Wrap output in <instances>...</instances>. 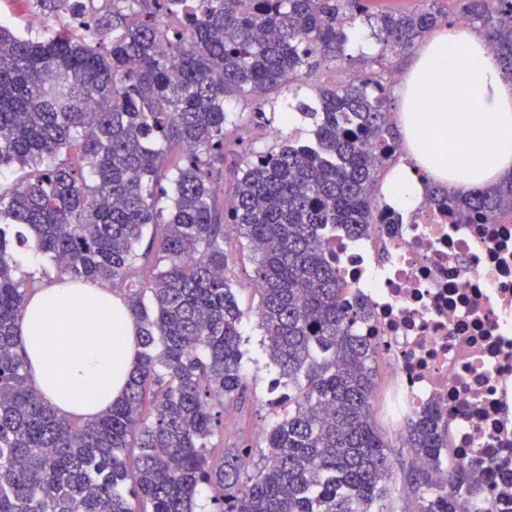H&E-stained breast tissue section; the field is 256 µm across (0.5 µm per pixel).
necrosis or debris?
<instances>
[{
  "instance_id": "necrosis-or-debris-1",
  "label": "necrosis or debris",
  "mask_w": 512,
  "mask_h": 512,
  "mask_svg": "<svg viewBox=\"0 0 512 512\" xmlns=\"http://www.w3.org/2000/svg\"><path fill=\"white\" fill-rule=\"evenodd\" d=\"M376 218L365 237L337 231L332 252L369 312L356 332L391 372L387 416L445 413L451 462L491 477L472 512H512V220L456 224L426 205Z\"/></svg>"
}]
</instances>
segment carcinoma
<instances>
[{
    "instance_id": "cac0c4a2",
    "label": "carcinoma",
    "mask_w": 512,
    "mask_h": 512,
    "mask_svg": "<svg viewBox=\"0 0 512 512\" xmlns=\"http://www.w3.org/2000/svg\"><path fill=\"white\" fill-rule=\"evenodd\" d=\"M34 2L84 34L23 37L0 21V171L30 168L0 191V512H194L203 487L212 512H392L395 492L412 512H471L481 486L472 466H446L437 411L406 421L411 462L390 483L393 444L373 417L379 349L353 333L363 311L328 259L336 225L368 233L398 159L372 155L401 146L391 88L373 74L300 94L348 59L350 30L382 53L414 47L442 23L437 0L381 13L367 0H110L103 13ZM453 2L512 72V0ZM285 92L313 138L297 127L254 150L227 99L262 119ZM426 203L494 224L512 215V177L459 193L433 184ZM149 226L165 264L135 286ZM230 227L255 263L276 418L260 451L231 429L217 455L210 439L248 390ZM15 243L54 261L61 282L112 290L134 319L138 362L104 413L62 414L32 385L17 330L43 284L18 273Z\"/></svg>"
}]
</instances>
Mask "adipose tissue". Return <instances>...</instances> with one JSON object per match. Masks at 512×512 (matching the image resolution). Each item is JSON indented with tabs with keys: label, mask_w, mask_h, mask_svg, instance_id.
<instances>
[{
	"label": "adipose tissue",
	"mask_w": 512,
	"mask_h": 512,
	"mask_svg": "<svg viewBox=\"0 0 512 512\" xmlns=\"http://www.w3.org/2000/svg\"><path fill=\"white\" fill-rule=\"evenodd\" d=\"M405 158L382 186L406 211L428 183L489 187L512 173V74L484 36L442 26L417 50L395 91ZM456 106H449V97ZM88 341L73 337L76 327ZM57 336L53 349L41 339ZM37 393L65 413L96 416L119 399L139 353L138 330L122 298L97 283H54L31 298L18 326Z\"/></svg>",
	"instance_id": "ef3b65f1"
}]
</instances>
